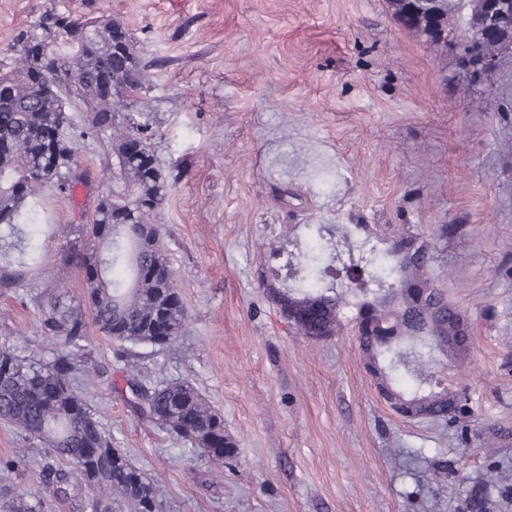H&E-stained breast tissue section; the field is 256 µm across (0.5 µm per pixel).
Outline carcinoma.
<instances>
[{
  "label": "carcinoma",
  "mask_w": 512,
  "mask_h": 512,
  "mask_svg": "<svg viewBox=\"0 0 512 512\" xmlns=\"http://www.w3.org/2000/svg\"><path fill=\"white\" fill-rule=\"evenodd\" d=\"M467 10L464 25L450 18ZM391 10L409 31L435 44L448 37L463 50L496 56L512 46V25L489 14L487 0H393ZM12 69L0 73V290L18 288L46 255L33 243L44 218L47 190L69 195L88 172L80 168L70 111L86 113L79 137L108 142L113 166L100 183L92 223L61 253L60 261L84 272V302L91 318L57 292L40 297L42 335L61 347L38 359L26 350L0 346V423L14 428L25 444L47 448L38 463L41 481L79 512H160V487L121 451L98 414L77 390L88 324L121 347L135 364L139 348L171 345L187 320L160 229L150 216L166 200L172 183L157 164L150 104L142 98L147 66L136 55L128 31L102 16L45 12L38 24L15 37ZM321 224L309 227L311 242L301 254L299 284L267 285L297 332L313 341L336 335L343 292L320 288L336 272L338 254L323 242ZM366 233L358 260L342 266L358 299L355 335L366 359L409 418L459 423L466 398L439 383L434 356L459 368L468 359L470 337L459 336L457 307L431 277L434 254L402 232L384 252ZM134 406L162 429L224 465L235 442L224 417L188 380L149 387L124 378ZM28 462L20 448L0 471Z\"/></svg>",
  "instance_id": "obj_1"
}]
</instances>
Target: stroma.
<instances>
[{
	"label": "stroma",
	"instance_id": "1",
	"mask_svg": "<svg viewBox=\"0 0 512 512\" xmlns=\"http://www.w3.org/2000/svg\"><path fill=\"white\" fill-rule=\"evenodd\" d=\"M106 15L149 62L155 150L175 176L152 221L188 311L143 349L141 380H190L224 417L215 471L115 392L122 360L89 327L81 392L113 444L164 489L161 512H512V48L486 77L419 38L387 0H0V56L46 11ZM80 196L46 195L48 269L0 293V346L36 356L35 298H78L59 252L90 220L108 143L76 141ZM368 225L388 247L434 242L432 275L468 318L464 430L406 419L380 397L352 331L296 333L261 282L303 250L305 225ZM440 224L459 233L433 241ZM497 464L500 477L484 475Z\"/></svg>",
	"mask_w": 512,
	"mask_h": 512
}]
</instances>
